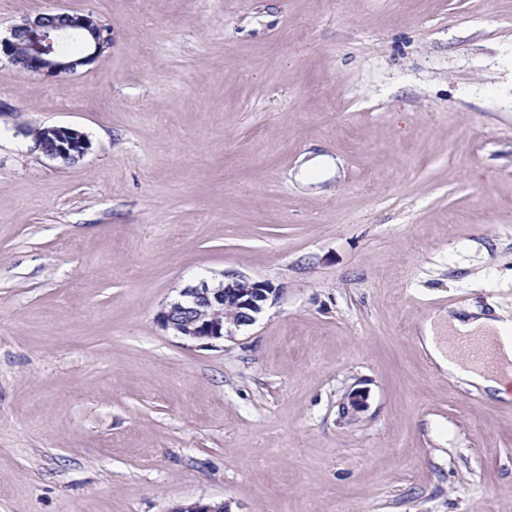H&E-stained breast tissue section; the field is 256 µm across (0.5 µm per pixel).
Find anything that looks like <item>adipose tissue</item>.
Returning a JSON list of instances; mask_svg holds the SVG:
<instances>
[{
  "label": "adipose tissue",
  "instance_id": "ef3b65f1",
  "mask_svg": "<svg viewBox=\"0 0 512 512\" xmlns=\"http://www.w3.org/2000/svg\"><path fill=\"white\" fill-rule=\"evenodd\" d=\"M495 342L503 367L485 369L456 348L458 339ZM418 343L432 366L451 381L478 390L493 401L512 399V317L497 313L490 317L470 308L436 311L418 329Z\"/></svg>",
  "mask_w": 512,
  "mask_h": 512
}]
</instances>
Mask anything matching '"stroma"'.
Instances as JSON below:
<instances>
[{
	"label": "stroma",
	"instance_id": "obj_1",
	"mask_svg": "<svg viewBox=\"0 0 512 512\" xmlns=\"http://www.w3.org/2000/svg\"><path fill=\"white\" fill-rule=\"evenodd\" d=\"M51 10L112 46L0 60V512H512V403L416 340L512 315V0H0V29ZM232 274L280 290L254 324L160 325ZM43 127L33 131V140L42 137ZM91 141L85 133L69 126H45L44 139H35L33 148L45 157L69 165L79 161L91 149Z\"/></svg>",
	"mask_w": 512,
	"mask_h": 512
}]
</instances>
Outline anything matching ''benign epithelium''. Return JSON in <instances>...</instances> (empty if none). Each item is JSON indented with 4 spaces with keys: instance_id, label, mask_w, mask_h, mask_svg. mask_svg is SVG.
<instances>
[{
    "instance_id": "7a95c632",
    "label": "benign epithelium",
    "mask_w": 512,
    "mask_h": 512,
    "mask_svg": "<svg viewBox=\"0 0 512 512\" xmlns=\"http://www.w3.org/2000/svg\"><path fill=\"white\" fill-rule=\"evenodd\" d=\"M57 16L60 22L52 26L43 13L13 25L8 35L0 36V57L25 72L52 78L73 76L112 45L111 29L91 14L62 10ZM76 37L84 41L80 55L55 53V47ZM34 149L69 165L91 150V141L76 128L51 125L45 127L44 138L34 141ZM279 292L269 282H252L234 274L216 284L202 279L181 289L159 313V321L176 336L209 345L232 335L234 329L253 324ZM362 405L361 393L351 392L339 404V412L343 417L351 416Z\"/></svg>"
}]
</instances>
